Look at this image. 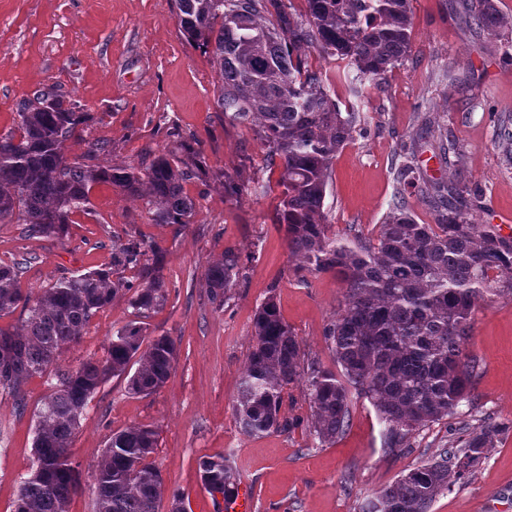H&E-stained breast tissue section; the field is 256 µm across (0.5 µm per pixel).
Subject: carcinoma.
Here are the masks:
<instances>
[{
	"label": "carcinoma",
	"mask_w": 512,
	"mask_h": 512,
	"mask_svg": "<svg viewBox=\"0 0 512 512\" xmlns=\"http://www.w3.org/2000/svg\"><path fill=\"white\" fill-rule=\"evenodd\" d=\"M304 2L297 10L292 0H175L187 41L217 63L224 117L252 126L267 163L278 169L276 216L291 254L343 284L339 311L325 331L339 371L306 355L270 295L253 316V345L234 416L249 435L290 430L296 422L280 420V411L295 401L297 387L310 409V435L324 446L346 430L356 393L375 408L387 450L395 453L414 432L453 418L469 401L477 370L465 351L472 313L488 293L512 298V236L477 222L476 197L461 179L421 178L416 144L402 154L397 192L379 234L345 242L328 235L323 207L333 160L362 122L360 113L340 111L332 86L344 81L357 93L383 79L410 51L412 18L410 0ZM467 8L471 24L483 31L495 33L506 24L495 0H470ZM314 51L334 59L330 72L309 67ZM85 122L86 113L50 89L21 107L14 127L0 134L1 224L59 237L71 214L89 213L97 183L146 200L158 224L192 222L196 203L183 182L193 146L182 142L142 169L88 163L107 150L99 142L71 160L67 144ZM410 190L433 209L436 223L416 222L406 199ZM160 258L142 238L112 245L114 269L158 264ZM20 272L17 263L0 264V318L21 303L28 312L22 330L0 328V386L22 412V385L29 378L47 377L50 393L34 412L36 469L21 481L14 512H67L81 489L70 448L89 400L114 375H129L133 396L156 392L174 371L178 348L168 336L145 341L141 326L131 321L109 337L105 359L60 371L59 354L78 343L112 299L131 291L137 312L154 311L166 300L164 282L158 273L130 282L91 270L31 300L23 296ZM205 278L212 303L224 306L244 281L242 253L225 250L207 266ZM504 430L492 423L471 428L461 444L449 443L377 491L361 512H430L437 496L475 475ZM157 443V432L148 427L112 434L93 475L95 512H160L161 474L150 461ZM198 470L211 495L226 503L236 496L238 474L226 459L204 457Z\"/></svg>",
	"instance_id": "obj_1"
}]
</instances>
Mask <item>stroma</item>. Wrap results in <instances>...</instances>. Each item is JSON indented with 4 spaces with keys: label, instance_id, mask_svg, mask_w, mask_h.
Here are the masks:
<instances>
[{
    "label": "stroma",
    "instance_id": "obj_1",
    "mask_svg": "<svg viewBox=\"0 0 512 512\" xmlns=\"http://www.w3.org/2000/svg\"><path fill=\"white\" fill-rule=\"evenodd\" d=\"M410 9V51L379 86L359 103L345 84L335 86L341 107L358 103L365 132L334 161L324 203L328 233L376 237L396 192L400 157L419 142L424 178H463L478 196L476 220L512 234L502 225L512 218V164L503 157L500 137L512 131V27L494 35L475 29L461 0H410ZM217 82L211 55L185 40L174 0H0V133L12 127L22 102L51 88L87 114L70 155L99 140L111 146L100 158L103 165L142 167L174 149L178 138L199 148L183 183L197 205L191 224L154 223L143 200L109 184L93 187L91 214H72L63 237H32L24 225L0 224V263L23 262L20 286L33 298L75 272L110 267L115 241L139 236L164 252L163 307L138 317L130 295L116 296L85 326L79 344L58 358L62 368L104 358L109 336L135 319L146 338L167 335L179 348L175 369L157 392L129 395L126 376H114L89 402L71 447L83 488L68 512H94V468L112 434L130 426L158 434L152 460L162 477L161 505L177 493L185 512H218L200 481L198 461L223 456L248 484L253 512H358L367 496L443 448L450 426H476L484 418L505 424V432L472 480L437 497L430 512H512L507 298L488 294L475 307L465 345L479 364L470 402L453 422L411 435L399 453L386 450L383 423L358 395L345 433L323 447L314 444L301 400L281 410L282 417H298L295 428L263 436L240 430L233 404L257 306L275 293L305 353L330 368L324 331L339 309L342 285L290 254L276 222L278 174L267 166L251 127L225 120ZM436 131L456 143V154L443 156L433 143ZM221 171L269 190L228 195L215 179ZM228 247L247 255L246 277L218 308L208 299L204 271ZM23 390L27 407L21 411L0 389V512H14L19 484L35 467L33 412L49 387L35 376Z\"/></svg>",
    "mask_w": 512,
    "mask_h": 512
}]
</instances>
